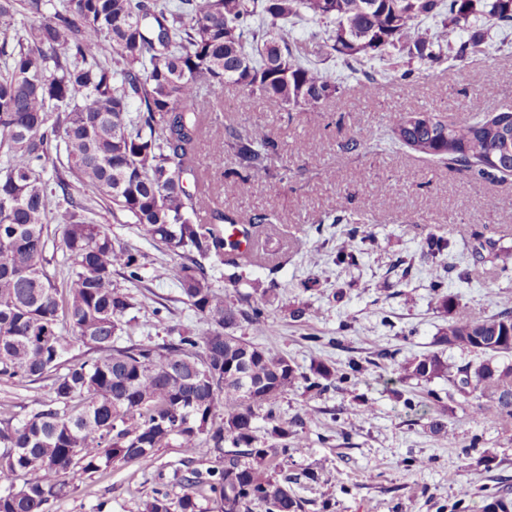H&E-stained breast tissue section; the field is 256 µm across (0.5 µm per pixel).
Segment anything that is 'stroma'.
<instances>
[{
    "instance_id": "1",
    "label": "stroma",
    "mask_w": 512,
    "mask_h": 512,
    "mask_svg": "<svg viewBox=\"0 0 512 512\" xmlns=\"http://www.w3.org/2000/svg\"><path fill=\"white\" fill-rule=\"evenodd\" d=\"M480 30L479 52L454 64L446 58L424 64L414 83L389 80L372 97L359 89L361 73L343 71L340 93L319 114H290L259 95L242 112L233 86L215 87L209 96L224 105L208 115L210 138L223 136L228 125L243 133L261 126L281 146L275 167L256 178L246 197L232 192L222 177L235 163L233 153L219 160L204 148L198 155L211 174L209 189L225 209L244 223L253 214H269L267 230L280 243L278 262L251 272L252 278L276 285L266 306L268 330L256 344L281 348L303 368L316 359L340 364L351 356L368 363L338 390L319 394L299 384L276 405L282 420H308L305 448L278 458L281 468L300 477L293 491L304 512H483L487 494L512 486V422L497 418L492 400L482 398L477 411L456 396L441 417L447 434L436 433L429 419H416L396 397L410 390L411 382L384 384L370 364L374 352L384 348L402 359L430 350L448 322L427 265L417 261L428 235L449 240L442 262L470 269L468 278L446 282L453 314L491 315L512 301V278H494L492 270L468 266L464 257L470 228L484 224L495 230L512 269V179L472 183L442 161L392 146L386 135L390 118L401 112L429 111L462 122L470 118L476 97L488 113L512 108V28L484 24ZM452 65L459 73L453 83L447 78ZM356 131L368 142L352 152L344 143ZM316 150L319 166L307 165ZM383 184L390 188L385 196L379 192ZM341 206L358 211L374 240L354 266L333 262L339 229L325 218ZM109 228L115 244L148 256L142 283L129 291L141 303L139 318L150 324L151 336H166L154 325L153 309L160 302L168 308L169 325L195 326L198 318L183 303L174 278L173 257L136 225L113 222ZM399 256L413 260L409 276L391 270ZM301 304L307 305V315L292 319L291 309ZM329 337L341 338L342 347L326 345ZM52 383L49 376L0 381V419H21L38 409ZM182 458L172 446L136 463L85 474L47 510L143 512L156 492L178 499L185 489L174 472ZM309 471L315 479H306Z\"/></svg>"
}]
</instances>
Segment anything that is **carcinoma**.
Returning <instances> with one entry per match:
<instances>
[{
  "label": "carcinoma",
  "mask_w": 512,
  "mask_h": 512,
  "mask_svg": "<svg viewBox=\"0 0 512 512\" xmlns=\"http://www.w3.org/2000/svg\"><path fill=\"white\" fill-rule=\"evenodd\" d=\"M427 20L433 28L419 30ZM479 20L512 27V0H0V380L36 381L65 366L40 408L17 422L0 419V477L9 481L0 486V512H47L82 475L173 443L184 455L179 481L188 492L175 501L155 496L145 512H202L192 492L198 486L221 512H250L256 501L267 512L302 510L276 457L304 447L305 420L282 422L274 405L301 380L323 393L364 366L350 357L342 368L315 361L303 371L279 348L235 335L244 322L265 333L264 304L249 292L259 281L247 270L280 245L269 234L259 261L243 260L224 242V225L238 216L213 198L201 213L199 196L210 192L196 166L206 122L199 98L232 84L242 89V110L260 95L319 112L339 92L326 62L355 71L387 60L386 69L364 72L360 90L372 96L387 78L416 81L418 63L479 51V34L453 42ZM295 24L323 26L321 43L310 50L294 39L288 26ZM388 135L474 183L512 176V109L447 126L432 112L398 113ZM210 148L218 157L234 153L237 167L224 178L240 194L280 154L262 128L242 137L227 126ZM189 177L193 192L184 185ZM100 203L178 257L174 276L201 327L168 326L177 336L163 343L131 340L139 303L115 277L141 281L147 257L112 242L97 219ZM329 219L341 225L336 263L355 265L367 236L345 209ZM51 224L67 263L59 285L47 269ZM448 246L431 235L421 258L432 261ZM467 249L494 267L501 257L499 240L478 228ZM211 259L230 271L236 295L215 286L205 265ZM444 286L432 268L448 325L433 349L397 364L398 379L446 377L465 395L492 398L498 415L512 419V364L495 362L512 353V308L455 317ZM123 336L126 345L118 343ZM77 346L85 351L71 354ZM446 347L475 359L452 373ZM404 404L421 418L442 411L432 390ZM260 419L271 423L262 439ZM227 442L234 452L224 453ZM202 444L218 459L204 472L192 467ZM485 512H512V493L495 492Z\"/></svg>",
  "instance_id": "cac0c4a2"
}]
</instances>
